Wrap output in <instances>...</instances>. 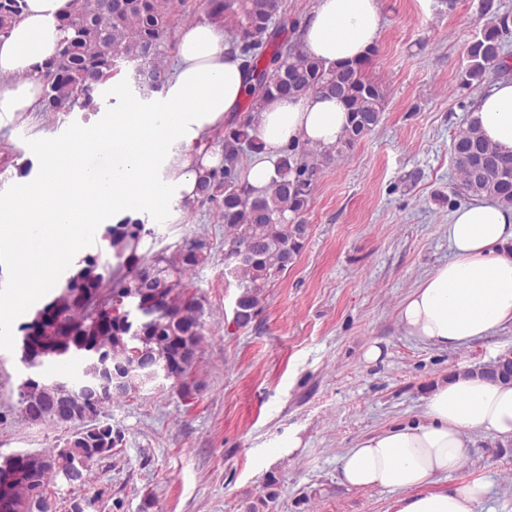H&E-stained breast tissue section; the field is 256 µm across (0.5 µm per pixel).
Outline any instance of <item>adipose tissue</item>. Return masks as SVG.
<instances>
[{
	"label": "adipose tissue",
	"mask_w": 512,
	"mask_h": 512,
	"mask_svg": "<svg viewBox=\"0 0 512 512\" xmlns=\"http://www.w3.org/2000/svg\"><path fill=\"white\" fill-rule=\"evenodd\" d=\"M71 0H25L20 20L0 40V112H32L42 99L34 66L54 50L55 19ZM380 0H316L300 28V44L327 63L363 58L381 33ZM246 74L239 48L224 30L200 22L180 30L177 59L162 105L153 112H118L94 132L98 149L91 162L69 168L68 189L58 176L65 145L46 154L42 177L26 186L24 197L36 209L31 224L13 229L16 240L59 242L73 224L105 223L142 203L176 192L197 196V175L221 163L207 150L211 134L224 128L244 99ZM472 117L483 136L512 154V79L500 80L476 99ZM349 122L337 99L310 94L273 98L261 108L262 149L243 170L251 186L266 188L275 162L291 143L328 147ZM186 145L170 156L172 141ZM169 163L168 179L142 184L139 174L155 161ZM55 225L52 233L44 225ZM451 256L412 289L400 309L409 336L442 348H459L512 324V207L483 197L459 209L448 226ZM426 420L362 440L342 458L340 478L354 489L396 493L395 512H475L488 485L476 480L445 491L431 490L434 478L464 464L467 438L481 432L512 438V385L479 374L457 373L436 385L426 401Z\"/></svg>",
	"instance_id": "obj_1"
}]
</instances>
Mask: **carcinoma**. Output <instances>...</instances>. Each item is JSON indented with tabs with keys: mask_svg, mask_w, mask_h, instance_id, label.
Segmentation results:
<instances>
[{
	"mask_svg": "<svg viewBox=\"0 0 512 512\" xmlns=\"http://www.w3.org/2000/svg\"><path fill=\"white\" fill-rule=\"evenodd\" d=\"M24 0H0V36L9 34L21 17ZM174 0H74V7L57 19L59 40L52 54L37 65L43 85L44 112H97L99 86L132 65L142 93L157 91L168 80V33ZM210 18L224 24L244 57L246 115L224 128V166L199 176V198H221L224 262L242 289L234 321L250 322L260 292L294 261L308 233L302 215L323 164L352 149L371 134L382 116V85L367 73L370 50L362 60L340 64L325 61L280 39L272 20L279 0H203ZM512 33V16L493 13L481 37L468 47L470 64L461 81L483 85L487 70L498 61L505 38ZM324 94L340 99L349 113L343 138L330 148L293 144L276 163V178L265 190L244 181V159L261 149L257 137L259 106L270 98ZM451 154L460 181L454 193L487 196L512 206V156L500 154L470 120L454 138ZM145 225L130 217L107 226L106 240L115 266L87 255L72 269L59 290L18 326L31 339L18 360L29 371L18 386L17 411L32 422L69 428L63 446L36 454L26 478L13 493L9 512H51L48 489L56 479L75 486L86 482L94 463L112 458L124 434L102 420L112 402L131 393L112 390V372L146 359L167 362L170 387L183 398L194 396L189 381L204 338L203 305L185 289L183 280L211 257L202 236L186 237L172 252L163 248L140 252ZM83 293L93 304L112 309L104 325L92 311L67 309L66 292ZM54 313H49L50 309ZM76 360L74 376L47 377L55 364ZM475 371L512 384V360L499 370ZM77 380L96 381V392L71 395Z\"/></svg>",
	"mask_w": 512,
	"mask_h": 512,
	"instance_id": "cac0c4a2",
	"label": "carcinoma"
}]
</instances>
